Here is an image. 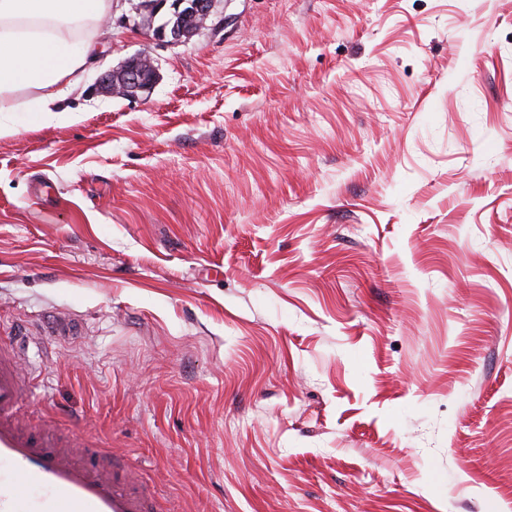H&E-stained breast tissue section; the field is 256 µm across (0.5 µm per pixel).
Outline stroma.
I'll use <instances>...</instances> for the list:
<instances>
[{
  "label": "stroma",
  "mask_w": 512,
  "mask_h": 512,
  "mask_svg": "<svg viewBox=\"0 0 512 512\" xmlns=\"http://www.w3.org/2000/svg\"><path fill=\"white\" fill-rule=\"evenodd\" d=\"M139 4L0 114L28 411L170 512H512V0H218L180 44ZM144 49L147 98L96 91Z\"/></svg>",
  "instance_id": "35a3bbf8"
}]
</instances>
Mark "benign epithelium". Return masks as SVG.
Masks as SVG:
<instances>
[{
    "label": "benign epithelium",
    "mask_w": 512,
    "mask_h": 512,
    "mask_svg": "<svg viewBox=\"0 0 512 512\" xmlns=\"http://www.w3.org/2000/svg\"><path fill=\"white\" fill-rule=\"evenodd\" d=\"M217 0H145L146 22L155 40L182 43L207 26ZM162 22L153 25L156 16ZM158 79L154 60L146 52L128 57L123 64L106 71L98 79L97 89L109 96L138 100L149 93Z\"/></svg>",
    "instance_id": "1"
}]
</instances>
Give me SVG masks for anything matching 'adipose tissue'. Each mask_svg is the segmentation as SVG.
I'll list each match as a JSON object with an SVG mask.
<instances>
[{"label":"adipose tissue","mask_w":512,"mask_h":512,"mask_svg":"<svg viewBox=\"0 0 512 512\" xmlns=\"http://www.w3.org/2000/svg\"><path fill=\"white\" fill-rule=\"evenodd\" d=\"M111 9L112 0H0V113L51 119ZM23 90L32 98L21 100Z\"/></svg>","instance_id":"ef3b65f1"}]
</instances>
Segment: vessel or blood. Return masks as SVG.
I'll return each mask as SVG.
<instances>
[{
  "mask_svg": "<svg viewBox=\"0 0 512 512\" xmlns=\"http://www.w3.org/2000/svg\"><path fill=\"white\" fill-rule=\"evenodd\" d=\"M35 386L13 340L0 337V512H167L137 468L94 437L26 423Z\"/></svg>",
  "mask_w": 512,
  "mask_h": 512,
  "instance_id": "obj_1",
  "label": "vessel or blood"
}]
</instances>
